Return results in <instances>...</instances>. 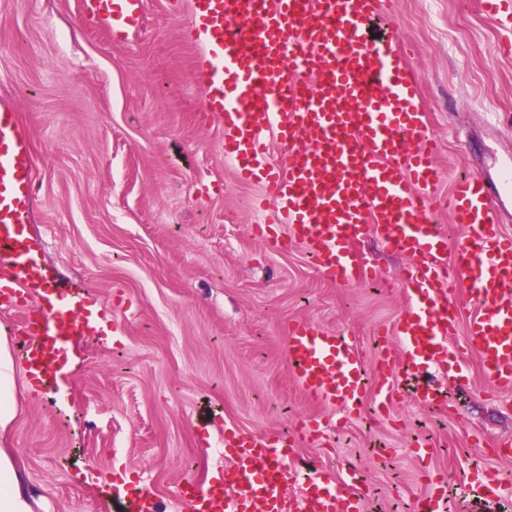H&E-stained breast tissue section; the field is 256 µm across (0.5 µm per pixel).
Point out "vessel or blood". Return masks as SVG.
I'll return each mask as SVG.
<instances>
[{"label": "vessel or blood", "mask_w": 512, "mask_h": 512, "mask_svg": "<svg viewBox=\"0 0 512 512\" xmlns=\"http://www.w3.org/2000/svg\"><path fill=\"white\" fill-rule=\"evenodd\" d=\"M98 27L123 39L143 20V0H88ZM483 12L512 35V0H480ZM392 0H190V34L198 46L194 80L205 110L224 125L222 148L240 181L259 184L264 214L255 234L279 250L307 248L320 275L354 286L372 276L369 259L353 251L365 228L413 258L409 302L395 326L396 348L377 357L379 409L395 394L397 365L411 373L435 365L459 376L448 341L458 329L450 290L469 285L476 312L465 347L478 355L498 393L512 392V236L502 229L512 211V159L494 173L458 180L449 206L464 227V244L445 262L447 241L429 214L439 203L436 144L426 134L419 79L396 37L367 33ZM274 131L286 151L266 155ZM34 196L33 154L17 110L0 100V308L20 312L31 341L20 361L32 388L65 400L69 342L91 330L86 300L62 286L27 230ZM287 356L308 396L360 411L367 373L352 342L308 322L288 328ZM326 424L302 423L298 436L228 426L223 483L180 485L192 512H364L354 474L321 472L299 479L295 441L320 442ZM426 493L415 512H439L448 499L445 474L423 469ZM302 482L301 498H287ZM237 486L228 495V486Z\"/></svg>", "instance_id": "obj_1"}]
</instances>
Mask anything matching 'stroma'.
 Listing matches in <instances>:
<instances>
[{
    "instance_id": "35a3bbf8",
    "label": "stroma",
    "mask_w": 512,
    "mask_h": 512,
    "mask_svg": "<svg viewBox=\"0 0 512 512\" xmlns=\"http://www.w3.org/2000/svg\"><path fill=\"white\" fill-rule=\"evenodd\" d=\"M188 14L189 0H145L140 28L112 40L81 0H0V99L13 101L35 161L28 231L46 263L105 312L72 342L65 406L13 367L16 410L0 448L49 512H106L90 469L152 492L158 512H190L175 490L223 479L225 426L289 433L338 417L297 386L289 323L353 340L371 371L379 336L407 305L398 277L412 261L374 233L357 248L379 273L354 287L323 280L305 248L279 252L254 238L261 189L237 180L202 106ZM372 31L412 48L440 195L512 150V56L499 53L500 32L475 0H393ZM452 348L463 376L397 373L387 420L368 392L344 431L298 447V458L357 473L365 512H414L421 442L449 478L452 512H512V459L490 453L512 436V394L491 396L462 336ZM422 383L444 403L419 408ZM478 465L499 471L500 503L476 500L464 483Z\"/></svg>"
}]
</instances>
